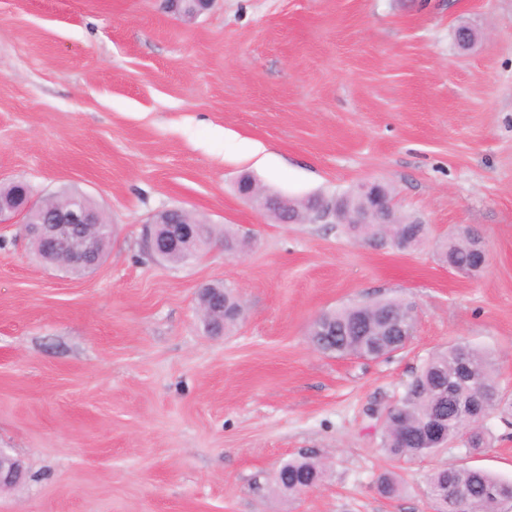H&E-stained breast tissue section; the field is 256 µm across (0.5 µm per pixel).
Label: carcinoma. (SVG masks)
I'll use <instances>...</instances> for the list:
<instances>
[{
    "label": "carcinoma",
    "mask_w": 512,
    "mask_h": 512,
    "mask_svg": "<svg viewBox=\"0 0 512 512\" xmlns=\"http://www.w3.org/2000/svg\"><path fill=\"white\" fill-rule=\"evenodd\" d=\"M415 217H404V223L393 224L387 239L379 243L387 246L411 248L427 239L428 225L414 223ZM474 232L468 228L448 234L440 242L438 257L442 264H452L466 275H476L478 255L473 249ZM389 315L405 325L414 323L413 303L406 298H386L367 304H354L323 313L309 330V341L317 349L338 356L354 355L365 359H379L395 353L388 341L381 342L374 351L367 348L366 338L354 333L361 322L378 327L380 318ZM224 317L228 330L242 316V306L233 291L224 289ZM466 362L470 381L459 382V363ZM477 397L492 398V412L512 416V400L500 395L491 355L465 340H456L448 347L430 355L405 387L399 399L385 412L383 448L391 457L416 459L435 453L459 438L464 418L454 409L457 401ZM447 418L448 439L439 443L426 440L422 428L424 419L432 411ZM327 468L316 457L300 456L281 464L274 476V490L288 496L302 495L304 486L316 487L323 482ZM455 487L466 489L468 498L463 512H501L502 505L512 503V481L504 480L483 467L447 466L432 470L427 476L429 498L438 506V512H457L451 497ZM378 493L384 497L396 496L401 485L390 472L380 474L376 481Z\"/></svg>",
    "instance_id": "carcinoma-1"
}]
</instances>
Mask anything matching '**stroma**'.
Listing matches in <instances>:
<instances>
[{
    "label": "stroma",
    "mask_w": 512,
    "mask_h": 512,
    "mask_svg": "<svg viewBox=\"0 0 512 512\" xmlns=\"http://www.w3.org/2000/svg\"><path fill=\"white\" fill-rule=\"evenodd\" d=\"M468 27L475 42L460 48ZM253 174L291 198L388 183L422 217L398 251L338 224H280L240 197ZM74 187L112 219L104 263L42 264L0 224V448L23 483L0 512H435L425 478L481 465L512 480V427L418 460L381 449L383 409L458 339L492 354L512 392V0H0V184ZM182 208L214 227L185 264L142 248ZM249 234L231 256L224 230ZM489 250L482 273L439 262L448 231ZM243 318L206 333L202 286ZM403 295L409 347L365 360L315 350L324 311ZM330 466L288 498L275 470ZM390 471L400 494L375 481Z\"/></svg>",
    "instance_id": "stroma-1"
}]
</instances>
